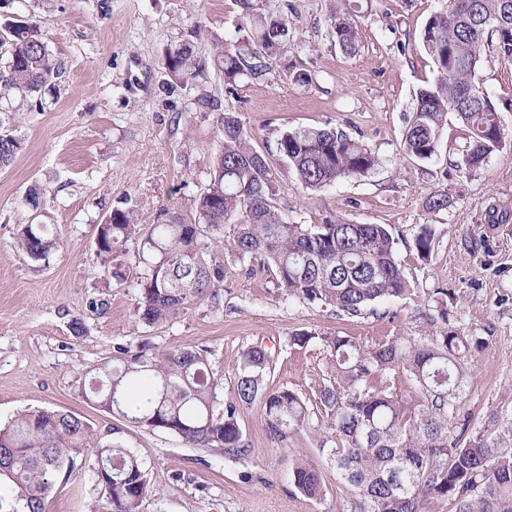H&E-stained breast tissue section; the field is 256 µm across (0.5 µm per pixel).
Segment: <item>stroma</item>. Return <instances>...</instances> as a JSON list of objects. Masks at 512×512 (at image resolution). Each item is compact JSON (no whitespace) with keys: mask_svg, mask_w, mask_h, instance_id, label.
Wrapping results in <instances>:
<instances>
[{"mask_svg":"<svg viewBox=\"0 0 512 512\" xmlns=\"http://www.w3.org/2000/svg\"><path fill=\"white\" fill-rule=\"evenodd\" d=\"M292 33L267 74L224 92V75L209 64L204 78L171 82L165 57L192 42L202 57L214 42L233 49L243 37L235 0H10L0 24L17 13L40 24L65 72L41 104L14 95L9 108L22 148L0 168V426L19 413L64 410L90 425L89 448L120 443L148 473L140 512H349L333 474L316 501L288 481L292 460L318 459L313 437L272 447L259 405H243L238 423L248 455L232 457L186 446L164 431L138 427L100 407L90 393L96 367L118 363L141 341L157 350L204 347L222 381L221 399L234 395V366L256 343L275 351L273 381L313 397L323 375L322 339L336 334L429 336L450 323L483 338L471 366L468 405L475 419L512 418V60L485 56L476 79L501 119L503 145L468 172L459 166L468 134L449 122L436 156L409 157L405 122L417 91L437 70L421 40L428 18L448 0H280ZM352 11L360 34L357 54L344 55L332 38L334 14ZM313 81L292 80L295 69ZM223 97L252 134V145L272 154L280 134L302 127L339 125L379 158L368 175L325 189L304 190L287 163H279L278 203L288 221L324 220L390 225L413 292L386 313L339 317L288 300L269 276L247 274L246 264L224 259L219 307L195 304L185 316L145 327L135 322L141 267L133 250L118 257L121 279L96 253V227L117 201H127L140 224L188 217L220 145L217 115L196 108L200 93ZM39 188L41 206L22 203ZM447 191V209L425 202ZM507 212L497 229L490 207ZM22 224L57 225L63 248L50 263L33 261L14 245ZM429 224L438 245L419 260L412 245ZM447 289V318H439L431 288ZM81 332H73V321ZM311 334L309 346H289L293 334ZM46 512H107L92 469L59 487Z\"/></svg>","mask_w":512,"mask_h":512,"instance_id":"stroma-1","label":"stroma"}]
</instances>
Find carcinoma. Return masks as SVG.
<instances>
[{
	"label": "carcinoma",
	"instance_id": "cac0c4a2",
	"mask_svg": "<svg viewBox=\"0 0 512 512\" xmlns=\"http://www.w3.org/2000/svg\"><path fill=\"white\" fill-rule=\"evenodd\" d=\"M236 2L250 34L235 51L213 48L224 92L231 95L240 79L266 74L290 34L275 0ZM8 27L13 33L0 66V98L34 97L62 78L64 67L39 25L12 18ZM332 36L345 55L357 52L358 29L350 16L334 17ZM422 41L439 79L417 92L403 132L406 153L419 160L435 156L452 114L469 132L462 164L476 170L502 145L497 108L475 77L486 48L512 58V0H451L427 20ZM205 68L189 41L167 52V75L180 84L194 82ZM195 105L217 114L221 147L194 199L193 223L175 216L143 226L135 223L133 209L115 207L96 228L97 255L105 262L126 243L137 245L142 273L136 322L153 327L198 301L220 304L224 265L211 257L217 247L242 262L273 267L276 288L288 299L338 316L359 317L410 291L390 225L289 222L277 204L278 171L252 146L235 113L214 94H201ZM20 148L16 136H0V168ZM277 151L309 190L365 176L379 164L367 145L339 126L287 130ZM435 244L432 228L422 226L415 238L419 258L428 260ZM16 245L47 264L63 241L52 224H24ZM323 342L325 371L311 399L273 385L275 354L260 345L241 352L235 397L224 403L207 350L160 352L147 343L117 366L104 362L95 368L93 393L99 405L131 424L232 456L248 451L238 407L257 402L272 446L303 431L319 437V454L349 495L350 512H425L430 500H446L455 512H512V422L494 419L478 427L467 408L477 337L448 326L431 337L362 341L336 335ZM88 437L89 425L63 411L21 413L0 429V477L15 485L26 512H45L57 482L83 468ZM92 468L103 476L97 485L108 512H139L148 481L136 457L110 443L96 448ZM290 479L307 498L326 496L323 467L311 459H295Z\"/></svg>",
	"mask_w": 512,
	"mask_h": 512
}]
</instances>
